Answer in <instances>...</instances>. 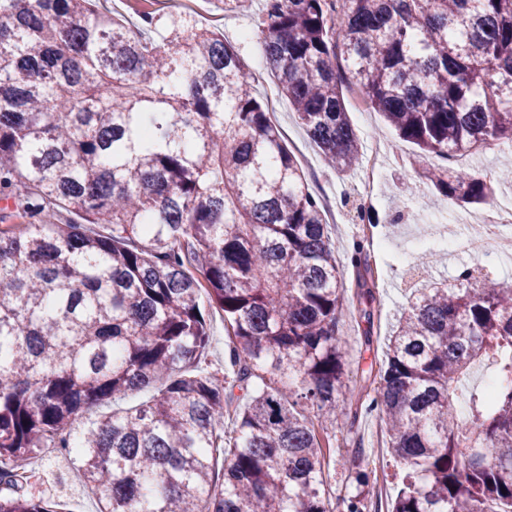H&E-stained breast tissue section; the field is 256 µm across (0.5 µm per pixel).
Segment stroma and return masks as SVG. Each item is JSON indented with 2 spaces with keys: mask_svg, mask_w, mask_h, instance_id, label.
I'll list each match as a JSON object with an SVG mask.
<instances>
[{
  "mask_svg": "<svg viewBox=\"0 0 512 512\" xmlns=\"http://www.w3.org/2000/svg\"><path fill=\"white\" fill-rule=\"evenodd\" d=\"M114 18L125 25L138 24L141 17L153 19V36L166 32L168 8L162 0H104ZM262 0H253L251 9L235 13L224 8V0H198L193 15L199 26L223 33L237 51L244 66L254 77V94L278 125L286 145L298 160L302 172L316 196L336 204V216L330 224L336 243V258L343 271L344 295L339 314L337 338L349 353L345 395L355 400L366 394V376L373 363L384 361L386 347L398 319L418 288L445 283L455 285L463 269L474 277L488 276L512 287V257L473 256L464 250L434 252L430 279L416 276L422 253L430 251L441 228L456 225L459 239L480 230L481 204L464 205L438 195L424 177L426 169L440 166L438 157L420 156L414 144L402 139L384 117L374 110L360 108L355 99L347 107L363 147L382 146L387 155L378 181L376 199L368 212L376 227L375 243L370 250L372 275L368 283L376 296L377 312L373 326H366L355 309L358 272L351 263L352 243L359 236L361 222L351 205L361 181V170L346 174L328 168L318 149L300 124L295 112L277 86L259 40H242L243 30L255 28L262 17ZM453 167L493 176V204L512 207V181L497 180L498 171L512 169V143L493 142L478 151L456 158ZM432 251V250H431ZM373 462L377 480L369 487L382 512H387L398 490L397 467L388 448V437L377 413L359 411L352 428L336 431L333 444L336 462L329 465L325 489L334 512H345L342 502L351 493V459L355 447ZM35 472L32 491L49 490L70 512H96L97 496L85 484L71 456L52 450L29 460Z\"/></svg>",
  "mask_w": 512,
  "mask_h": 512,
  "instance_id": "obj_1",
  "label": "stroma"
}]
</instances>
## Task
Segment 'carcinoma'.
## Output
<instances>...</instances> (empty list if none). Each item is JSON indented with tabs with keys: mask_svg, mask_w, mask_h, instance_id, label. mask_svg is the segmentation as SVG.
<instances>
[{
	"mask_svg": "<svg viewBox=\"0 0 512 512\" xmlns=\"http://www.w3.org/2000/svg\"><path fill=\"white\" fill-rule=\"evenodd\" d=\"M167 29L96 0H0V200L27 218L0 228V512H57L18 474L46 448L97 512H331L319 431L349 414L325 208L224 34ZM254 36L339 173L361 148L350 84L424 153L512 140V0H265ZM427 179L492 196L470 172ZM459 279L413 296L366 406L404 471L390 512H512V288ZM202 292L230 333L220 375L195 367ZM478 359L497 382L463 423L452 384ZM362 463L346 512L368 510Z\"/></svg>",
	"mask_w": 512,
	"mask_h": 512,
	"instance_id": "cac0c4a2",
	"label": "carcinoma"
}]
</instances>
